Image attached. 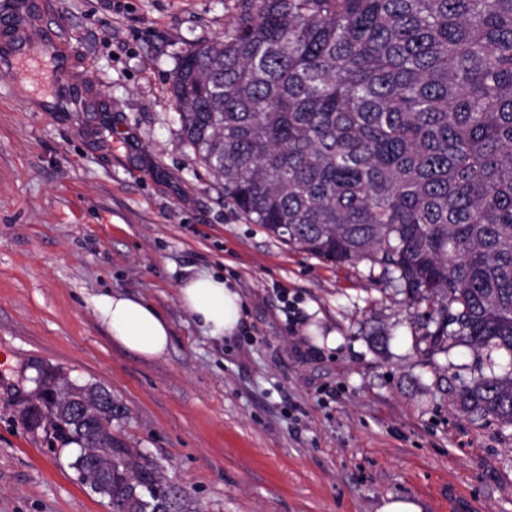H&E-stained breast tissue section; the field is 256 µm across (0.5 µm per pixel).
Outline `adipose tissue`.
I'll return each mask as SVG.
<instances>
[{
	"instance_id": "ef3b65f1",
	"label": "adipose tissue",
	"mask_w": 512,
	"mask_h": 512,
	"mask_svg": "<svg viewBox=\"0 0 512 512\" xmlns=\"http://www.w3.org/2000/svg\"><path fill=\"white\" fill-rule=\"evenodd\" d=\"M183 309L216 340L233 336L242 320L240 293L223 274L199 271L178 286ZM99 322L112 339L129 352L147 359L162 357L171 342L165 317L151 304L118 293H102L93 299Z\"/></svg>"
}]
</instances>
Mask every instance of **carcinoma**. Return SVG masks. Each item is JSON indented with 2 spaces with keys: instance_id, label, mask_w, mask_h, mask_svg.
I'll return each instance as SVG.
<instances>
[{
  "instance_id": "obj_1",
  "label": "carcinoma",
  "mask_w": 512,
  "mask_h": 512,
  "mask_svg": "<svg viewBox=\"0 0 512 512\" xmlns=\"http://www.w3.org/2000/svg\"><path fill=\"white\" fill-rule=\"evenodd\" d=\"M181 133L224 200L273 237L378 266L424 353L466 346L459 412L512 427V0H241L224 37L176 61ZM36 427L112 459L82 482L112 512H193L112 431L62 412L112 393L33 378Z\"/></svg>"
}]
</instances>
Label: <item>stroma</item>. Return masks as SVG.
Segmentation results:
<instances>
[{"label": "stroma", "instance_id": "stroma-1", "mask_svg": "<svg viewBox=\"0 0 512 512\" xmlns=\"http://www.w3.org/2000/svg\"><path fill=\"white\" fill-rule=\"evenodd\" d=\"M238 7L0 0L30 20L23 60L0 62V512H111L70 468L74 446L21 418L42 366L108 388L128 409L113 435L199 512H376L390 494L512 512V427L454 403L476 354L417 352L406 294L246 223L185 142L176 58ZM199 270L239 289L234 336L181 307ZM112 291L165 316L164 356L112 342L92 304Z\"/></svg>", "mask_w": 512, "mask_h": 512}]
</instances>
